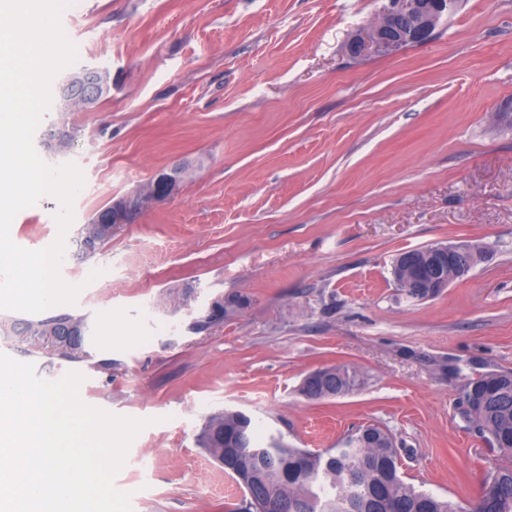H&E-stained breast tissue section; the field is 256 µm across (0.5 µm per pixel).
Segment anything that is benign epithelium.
<instances>
[{
    "label": "benign epithelium",
    "instance_id": "obj_1",
    "mask_svg": "<svg viewBox=\"0 0 512 512\" xmlns=\"http://www.w3.org/2000/svg\"><path fill=\"white\" fill-rule=\"evenodd\" d=\"M391 6L382 18L365 32L357 35L349 44L355 56L375 53L392 54L409 43L429 41L441 22L453 13L459 0H390ZM109 91L107 70L84 66L71 72L60 87L59 111L67 112L79 103L89 107ZM185 174L182 167L162 171L140 191L113 201L95 218V229L83 238L87 255L97 252L100 245L112 236L117 224H127L133 215L147 203L168 198L176 190ZM426 265L419 267L405 262L407 270L398 281L402 291L423 292L426 297L440 293L448 285L467 275L475 265L478 253L461 250L453 245L434 247L429 251ZM69 335L46 336L44 340L69 354L80 355L84 350L82 337L84 323L78 318L68 322ZM249 496L261 503V512H298L295 504L265 496L255 479L241 481Z\"/></svg>",
    "mask_w": 512,
    "mask_h": 512
}]
</instances>
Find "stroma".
<instances>
[{"mask_svg":"<svg viewBox=\"0 0 512 512\" xmlns=\"http://www.w3.org/2000/svg\"><path fill=\"white\" fill-rule=\"evenodd\" d=\"M388 5L66 0L76 65L108 69L112 87L46 112L34 145L83 172L60 274L82 287L70 313L112 343L71 362L0 332V352L45 380L80 372L85 404L150 419L115 478L132 512H233L242 488L198 443L224 410L312 451L379 426L403 480L465 512L503 463L459 400L512 372V0H461L430 41L353 56ZM62 124L77 136L50 151ZM176 166L173 195L82 255L83 224ZM58 211L19 212L13 242L49 246ZM448 242L482 257L436 297L408 298L394 259ZM339 364L360 370L357 389L301 394Z\"/></svg>","mask_w":512,"mask_h":512,"instance_id":"obj_1","label":"stroma"}]
</instances>
